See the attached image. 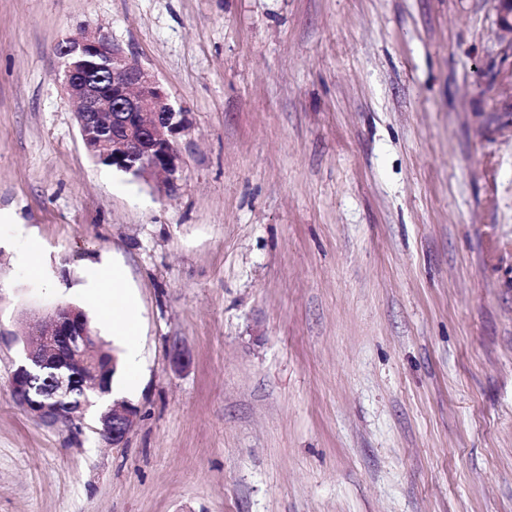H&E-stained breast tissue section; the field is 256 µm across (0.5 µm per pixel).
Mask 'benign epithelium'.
<instances>
[{"label": "benign epithelium", "instance_id": "obj_1", "mask_svg": "<svg viewBox=\"0 0 512 512\" xmlns=\"http://www.w3.org/2000/svg\"><path fill=\"white\" fill-rule=\"evenodd\" d=\"M56 56V78L76 105L90 156L124 173L163 174L168 183L176 181L187 115L170 103L150 70L100 29L85 28L65 39ZM45 325L12 374L13 396L36 421L72 425L109 392L111 379L89 360L98 337L81 311L59 305ZM136 413L132 404L115 400L99 410L94 432L117 447L126 440Z\"/></svg>", "mask_w": 512, "mask_h": 512}]
</instances>
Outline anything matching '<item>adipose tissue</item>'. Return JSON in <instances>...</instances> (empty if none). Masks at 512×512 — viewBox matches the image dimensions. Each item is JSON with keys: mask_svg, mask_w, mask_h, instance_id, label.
<instances>
[{"mask_svg": "<svg viewBox=\"0 0 512 512\" xmlns=\"http://www.w3.org/2000/svg\"><path fill=\"white\" fill-rule=\"evenodd\" d=\"M85 288L91 296L112 308V334L122 344L123 363L129 374H137L140 365V346L136 326L139 308L135 295L126 286V276L121 266L90 274Z\"/></svg>", "mask_w": 512, "mask_h": 512, "instance_id": "adipose-tissue-1", "label": "adipose tissue"}]
</instances>
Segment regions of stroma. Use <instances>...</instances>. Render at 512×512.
Wrapping results in <instances>:
<instances>
[{
    "mask_svg": "<svg viewBox=\"0 0 512 512\" xmlns=\"http://www.w3.org/2000/svg\"><path fill=\"white\" fill-rule=\"evenodd\" d=\"M84 26L187 112L175 186L84 148L54 74ZM0 211V512H512L494 0H0ZM105 258L140 312L117 448L10 389L61 304L121 353L81 288ZM16 236L22 240V244L18 249V263L25 267L30 273L41 276L44 273V267L41 264L39 249L35 248L34 240L25 234V230L21 225H16Z\"/></svg>",
    "mask_w": 512,
    "mask_h": 512,
    "instance_id": "1",
    "label": "stroma"
}]
</instances>
